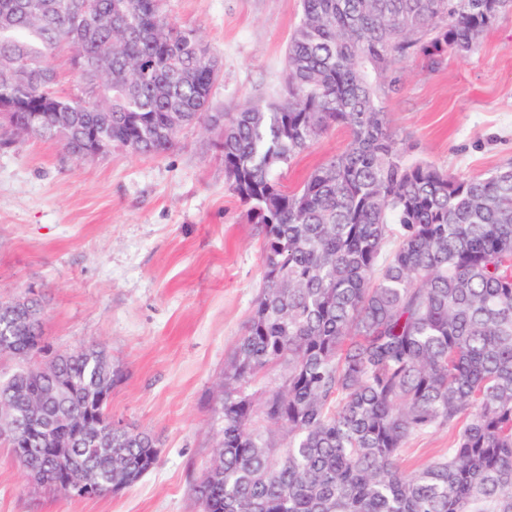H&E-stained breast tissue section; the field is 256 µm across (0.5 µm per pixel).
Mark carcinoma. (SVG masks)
<instances>
[{"mask_svg":"<svg viewBox=\"0 0 512 512\" xmlns=\"http://www.w3.org/2000/svg\"><path fill=\"white\" fill-rule=\"evenodd\" d=\"M286 56L288 98L224 113L216 147L224 174L263 239V286L224 369L219 443L195 487L200 512H512V167L483 178L409 161L385 100L393 63L419 51L429 66L475 52L512 0H301ZM194 29L170 22L163 0H0V100L14 125L43 113H79L63 148L84 161L100 133L137 154L173 149L205 123L218 70ZM70 54L78 92L59 89L51 60ZM336 127L339 153L302 184L274 175ZM43 325L12 337L43 344ZM98 342L58 355L56 370H18L0 403L28 402L73 385L50 417L79 414L72 429L25 422L13 454L43 472L45 442L71 443L74 469L132 487L159 462L157 440L113 429L108 403L82 416L111 377ZM276 386L256 400L268 370ZM460 427L448 452L407 473L409 440Z\"/></svg>","mask_w":512,"mask_h":512,"instance_id":"cac0c4a2","label":"carcinoma"}]
</instances>
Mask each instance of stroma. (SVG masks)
Instances as JSON below:
<instances>
[{"instance_id":"35a3bbf8","label":"stroma","mask_w":512,"mask_h":512,"mask_svg":"<svg viewBox=\"0 0 512 512\" xmlns=\"http://www.w3.org/2000/svg\"><path fill=\"white\" fill-rule=\"evenodd\" d=\"M164 9L222 60L214 111L286 95L300 0H166ZM395 72L402 87L386 111L412 158L462 177L512 166V12L472 55L431 68L411 53ZM215 138L197 125L165 154L116 143L86 162L55 140L0 144V302L37 297L53 350L102 343L119 374L113 419L151 431L160 449L135 486L67 498L32 486L0 441V512H198L193 488L216 452L225 361L261 284L262 238L225 180ZM348 141L346 129L330 131L279 179L297 187ZM454 435L410 441L401 466L436 460Z\"/></svg>"}]
</instances>
